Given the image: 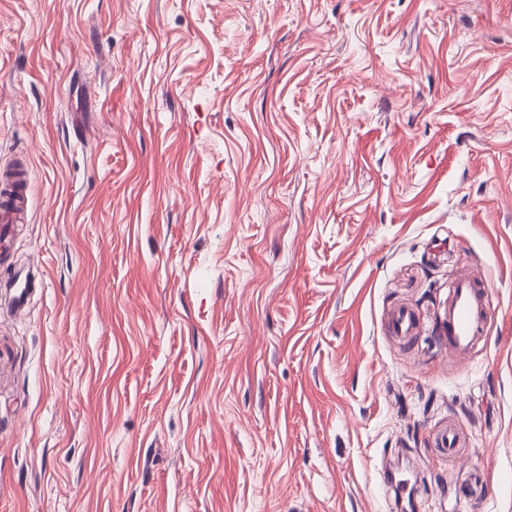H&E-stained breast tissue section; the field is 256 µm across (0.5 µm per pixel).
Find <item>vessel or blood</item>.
I'll list each match as a JSON object with an SVG mask.
<instances>
[{"instance_id": "b4317fda", "label": "vessel or blood", "mask_w": 512, "mask_h": 512, "mask_svg": "<svg viewBox=\"0 0 512 512\" xmlns=\"http://www.w3.org/2000/svg\"><path fill=\"white\" fill-rule=\"evenodd\" d=\"M25 170L17 169L0 175V223L19 224L28 210ZM490 309L486 284L467 274H458L448 285V299L440 316L441 334L452 351L467 357L484 335ZM418 322L417 314L410 308L399 307L389 320L394 335H412Z\"/></svg>"}]
</instances>
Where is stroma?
<instances>
[{"label":"stroma","mask_w":512,"mask_h":512,"mask_svg":"<svg viewBox=\"0 0 512 512\" xmlns=\"http://www.w3.org/2000/svg\"><path fill=\"white\" fill-rule=\"evenodd\" d=\"M16 164L0 512H512V0H0ZM439 318L448 347L466 358L490 320L485 282L468 273L458 274L448 285V299ZM417 322V314L412 309L401 306L390 318L389 327L396 336H412Z\"/></svg>","instance_id":"1"}]
</instances>
